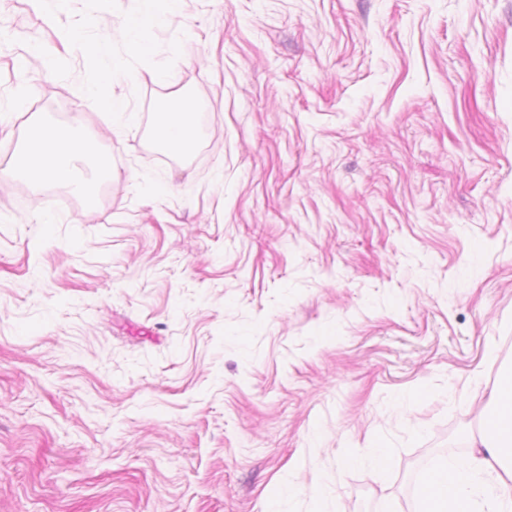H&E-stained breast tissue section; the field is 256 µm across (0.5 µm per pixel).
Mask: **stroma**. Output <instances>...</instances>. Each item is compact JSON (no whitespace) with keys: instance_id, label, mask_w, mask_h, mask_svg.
I'll return each instance as SVG.
<instances>
[{"instance_id":"35a3bbf8","label":"stroma","mask_w":512,"mask_h":512,"mask_svg":"<svg viewBox=\"0 0 512 512\" xmlns=\"http://www.w3.org/2000/svg\"><path fill=\"white\" fill-rule=\"evenodd\" d=\"M37 113L104 192L5 176ZM511 372L512 0H0V512H414ZM118 79L119 78L116 76L115 72H113L108 75L105 80L96 83L88 90L92 97L103 102L110 110H112L113 115H118L121 118H131V114L133 113L123 112V101L115 95L114 86ZM158 120L157 137L170 151L183 152L191 147L195 140V127L191 118L192 104L182 98L174 97L171 103L163 106ZM175 131L174 140L169 139V133Z\"/></svg>"}]
</instances>
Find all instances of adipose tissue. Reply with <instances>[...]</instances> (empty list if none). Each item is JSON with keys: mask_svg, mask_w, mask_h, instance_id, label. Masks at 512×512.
<instances>
[{"mask_svg": "<svg viewBox=\"0 0 512 512\" xmlns=\"http://www.w3.org/2000/svg\"><path fill=\"white\" fill-rule=\"evenodd\" d=\"M192 112V104L178 96L161 108L157 137L170 151L183 152L193 144ZM89 160L95 164L97 177L110 175L108 158L95 155L73 127L36 116L8 174L85 191L89 185L81 165ZM473 445L477 453L468 463L448 462L417 488L416 512H512V375L492 390L484 431Z\"/></svg>", "mask_w": 512, "mask_h": 512, "instance_id": "obj_1", "label": "adipose tissue"}]
</instances>
